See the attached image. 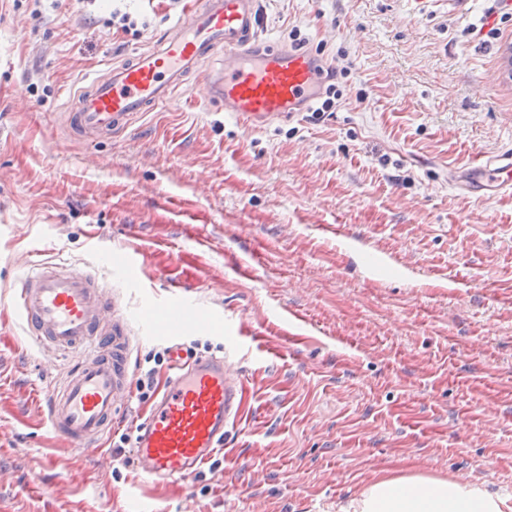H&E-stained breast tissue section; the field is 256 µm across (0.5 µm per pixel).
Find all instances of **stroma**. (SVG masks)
Masks as SVG:
<instances>
[{
  "label": "stroma",
  "instance_id": "35a3bbf8",
  "mask_svg": "<svg viewBox=\"0 0 512 512\" xmlns=\"http://www.w3.org/2000/svg\"><path fill=\"white\" fill-rule=\"evenodd\" d=\"M130 8L152 21L136 41L103 26L112 0L39 20L0 0V512H341L425 457L429 476L512 495V193L460 182L512 149V9L261 0L265 39L299 30L343 71L333 111L246 125L196 83L82 144L55 126L69 94L182 16ZM336 222L342 237L322 232ZM117 251L134 270H113ZM35 261L97 267L133 369L167 345L139 314L170 293L242 326L234 348L209 327L180 340L246 384L217 465L168 484L104 446L60 449L41 407L77 357L23 331Z\"/></svg>",
  "mask_w": 512,
  "mask_h": 512
}]
</instances>
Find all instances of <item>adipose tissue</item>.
I'll return each instance as SVG.
<instances>
[{"label":"adipose tissue","mask_w":512,"mask_h":512,"mask_svg":"<svg viewBox=\"0 0 512 512\" xmlns=\"http://www.w3.org/2000/svg\"><path fill=\"white\" fill-rule=\"evenodd\" d=\"M428 484L421 498L399 494L404 485ZM344 512H512V497L494 494L482 485L420 476L379 478L351 500Z\"/></svg>","instance_id":"ef3b65f1"}]
</instances>
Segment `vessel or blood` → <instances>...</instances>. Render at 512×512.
Instances as JSON below:
<instances>
[{"label":"vessel or blood","instance_id":"obj_1","mask_svg":"<svg viewBox=\"0 0 512 512\" xmlns=\"http://www.w3.org/2000/svg\"><path fill=\"white\" fill-rule=\"evenodd\" d=\"M259 0H188L185 13L146 49L110 66L73 93L60 118L66 133L86 144L112 139L145 112L170 105L188 81H202L208 99L247 123L292 118L323 95L324 70L304 45L262 40ZM473 187L512 191V152L478 158ZM29 336L39 348L78 352L61 389L42 408L55 438L98 449L120 400L129 393L130 335L112 296L92 270L35 263L18 291ZM213 316L172 294L146 304L140 321L158 337L176 340ZM244 383L221 356L176 360L133 454L148 476L186 481L224 445L242 416Z\"/></svg>","mask_w":512,"mask_h":512}]
</instances>
